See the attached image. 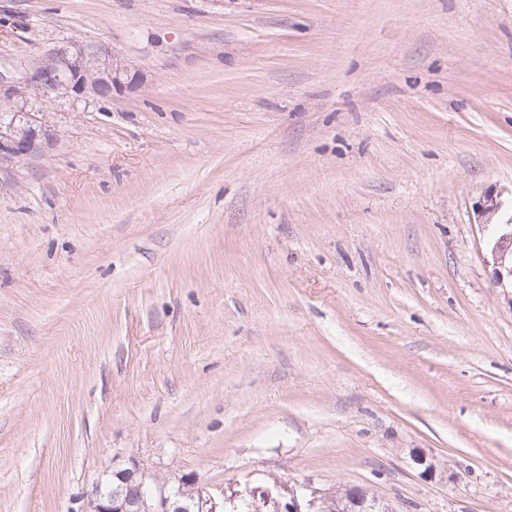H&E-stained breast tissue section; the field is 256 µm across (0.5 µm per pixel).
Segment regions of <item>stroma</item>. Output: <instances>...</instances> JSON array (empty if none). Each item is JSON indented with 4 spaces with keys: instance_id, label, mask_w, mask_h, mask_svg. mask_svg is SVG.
Returning <instances> with one entry per match:
<instances>
[{
    "instance_id": "35a3bbf8",
    "label": "stroma",
    "mask_w": 512,
    "mask_h": 512,
    "mask_svg": "<svg viewBox=\"0 0 512 512\" xmlns=\"http://www.w3.org/2000/svg\"><path fill=\"white\" fill-rule=\"evenodd\" d=\"M71 40L146 83L0 165V512L130 458L512 512V0H0V68ZM501 196V191L487 189L474 203V209L477 224L489 231L485 244L492 260V278L500 286L510 278L512 288V218L506 223L490 222L502 207Z\"/></svg>"
}]
</instances>
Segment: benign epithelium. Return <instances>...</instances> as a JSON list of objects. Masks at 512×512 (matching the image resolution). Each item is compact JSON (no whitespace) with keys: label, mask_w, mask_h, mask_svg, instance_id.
Segmentation results:
<instances>
[{"label":"benign epithelium","mask_w":512,"mask_h":512,"mask_svg":"<svg viewBox=\"0 0 512 512\" xmlns=\"http://www.w3.org/2000/svg\"><path fill=\"white\" fill-rule=\"evenodd\" d=\"M145 74L106 44L69 41L34 63L21 64L10 75L0 73V160H22L52 146L54 133L37 109L45 95L82 100L111 99L137 92ZM502 193L487 189L475 202L478 224L489 234L486 248L492 260V278L500 286L512 279V220L491 223L502 207ZM344 495L365 512H381L367 492L358 486ZM330 492L308 490L306 484L280 483L271 491L261 487L215 495L199 477L183 474L172 481L153 480L134 459L112 464L107 477L87 497V512H333Z\"/></svg>","instance_id":"7a95c632"}]
</instances>
